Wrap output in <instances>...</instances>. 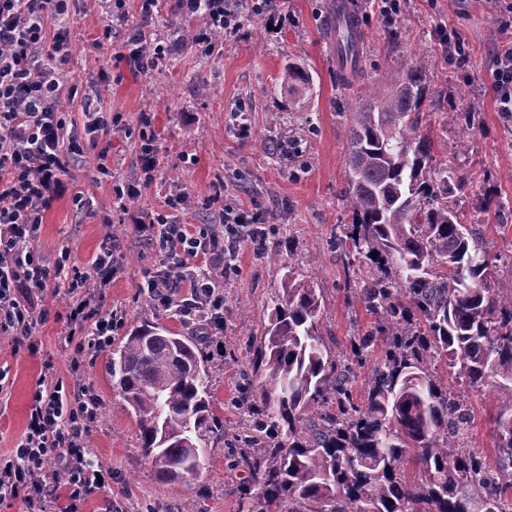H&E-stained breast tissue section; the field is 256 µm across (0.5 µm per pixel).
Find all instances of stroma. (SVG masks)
I'll list each match as a JSON object with an SVG mask.
<instances>
[{"mask_svg": "<svg viewBox=\"0 0 512 512\" xmlns=\"http://www.w3.org/2000/svg\"><path fill=\"white\" fill-rule=\"evenodd\" d=\"M351 2L362 26L360 63L366 73L354 86L345 84L336 65L334 0H273L260 15L252 12L251 0H241L238 30L220 38L211 53L193 43L197 21L180 15L174 0H161L147 20L138 0H126V19L113 25L105 43L102 31L112 23L101 0H73L70 7L71 57L60 74L80 80L83 93L118 122L110 136L89 132L80 102L66 103L82 151L70 156L63 177L68 192L45 212L32 246L49 262L68 251L71 264L85 271L101 244L113 240L117 271L102 290V314L117 313L128 327L147 318L193 337L208 356L223 354L227 364L212 372L210 385L216 412L228 428L249 424L239 372L253 360L267 305L288 270L312 275L318 283L325 307L321 331L330 349L345 345L353 327L367 329L374 322L351 298L358 270L336 251L334 235L337 225L352 220L343 200L347 114L359 95L383 91L386 72L421 66L430 87L421 127L435 144L436 160L455 159L469 178L460 195L463 221L481 225L490 252L512 248V121L499 112L488 82L503 46L512 43V13L499 0H402L399 12L385 18L373 0ZM135 28L146 41L169 46L162 59L145 68L125 45ZM448 32L464 48L453 58L443 42ZM291 60L312 77V97L300 110L289 104L283 83ZM103 70L109 82L98 81ZM243 99L252 108L240 117L235 108ZM452 112L463 113L467 138H459L449 124ZM147 125L157 134L156 180L140 187L123 210L112 203L111 177L132 176L138 133ZM284 146L289 156H282ZM102 163L110 176L99 173ZM488 186L497 190L499 207L485 213L480 199ZM218 189L226 205L259 214L268 239L258 253L241 245L238 272L224 283L221 325L188 326L140 291L158 258L127 216L154 213L166 196L181 192L187 196L183 222L215 224L218 214L206 201ZM76 192L90 196L92 205L77 208ZM71 301L64 285L34 299L45 315L32 330L36 352L15 349L11 338H0V366L9 371L8 388L0 393V455L18 446L38 379L74 377L101 401L89 444L94 458L112 471L106 492L82 512L110 507L180 512L189 498L198 512H238L239 491L250 475L235 466L226 437H214L210 464L193 486L157 479L140 448L136 420L105 370L104 353H90L80 368L72 366L73 351L64 343Z\"/></svg>", "mask_w": 512, "mask_h": 512, "instance_id": "obj_1", "label": "stroma"}]
</instances>
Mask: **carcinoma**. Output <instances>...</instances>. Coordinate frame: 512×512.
<instances>
[{
    "label": "carcinoma",
    "mask_w": 512,
    "mask_h": 512,
    "mask_svg": "<svg viewBox=\"0 0 512 512\" xmlns=\"http://www.w3.org/2000/svg\"><path fill=\"white\" fill-rule=\"evenodd\" d=\"M361 33L336 35L341 67L362 75ZM294 104L312 78L285 74ZM388 92L352 105L346 188L352 214L336 248L362 267L353 298L375 317L336 353L321 328L323 296L288 272L251 366L254 435L236 449L249 471L245 512H502L512 497V289L479 225L459 217L467 178L429 176L432 139L421 131L429 86L419 65L385 76ZM452 382L438 378L439 366ZM219 364L191 336L143 319L107 350V372L140 432L156 477L192 484L210 461L217 416L210 372ZM369 368L360 396L355 369ZM488 387L493 460L466 442L470 392Z\"/></svg>",
    "instance_id": "carcinoma-1"
}]
</instances>
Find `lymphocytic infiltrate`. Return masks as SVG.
Instances as JSON below:
<instances>
[{"label": "lymphocytic infiltrate", "mask_w": 512, "mask_h": 512, "mask_svg": "<svg viewBox=\"0 0 512 512\" xmlns=\"http://www.w3.org/2000/svg\"><path fill=\"white\" fill-rule=\"evenodd\" d=\"M71 0H0V335L15 344L30 338L37 321L30 297L68 284L77 297L67 316L65 343L75 355L103 351L123 321L101 316L99 294L112 280L113 245H103L88 271L68 265L67 256L47 263L32 247L45 211L66 192L65 156L77 151L68 135L63 100H75L77 85H63L56 73L67 63L70 32L62 26ZM181 14L198 18L196 43L212 44L220 32L237 30L238 0H177ZM183 195L165 199L150 219L133 217L161 256L159 269L141 285L153 300L191 324L221 321L224 282L236 272L237 250L249 243L262 250L267 234L247 212L221 208L217 224H184ZM100 401L84 384L56 378L38 381L23 437L0 457V504L21 500L25 512H79L104 490L107 470L91 457L88 433ZM58 466L59 479L36 475L45 463Z\"/></svg>", "instance_id": "lymphocytic-infiltrate-1"}]
</instances>
